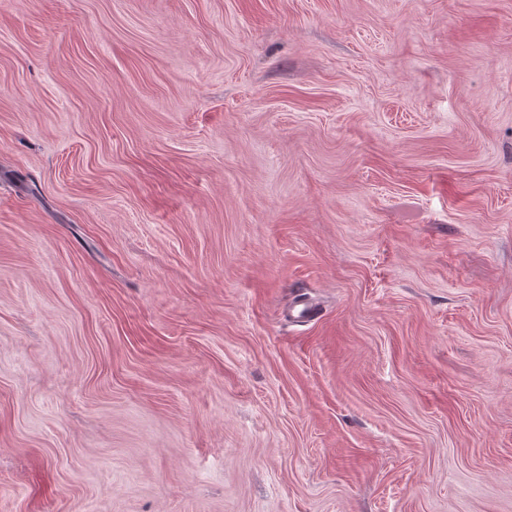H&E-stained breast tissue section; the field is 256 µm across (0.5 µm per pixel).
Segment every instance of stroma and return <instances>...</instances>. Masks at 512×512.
Instances as JSON below:
<instances>
[{
	"label": "stroma",
	"instance_id": "35a3bbf8",
	"mask_svg": "<svg viewBox=\"0 0 512 512\" xmlns=\"http://www.w3.org/2000/svg\"><path fill=\"white\" fill-rule=\"evenodd\" d=\"M0 512H512V0H0ZM321 309L311 299L295 300L288 308V318L298 323H305L317 319Z\"/></svg>",
	"mask_w": 512,
	"mask_h": 512
}]
</instances>
